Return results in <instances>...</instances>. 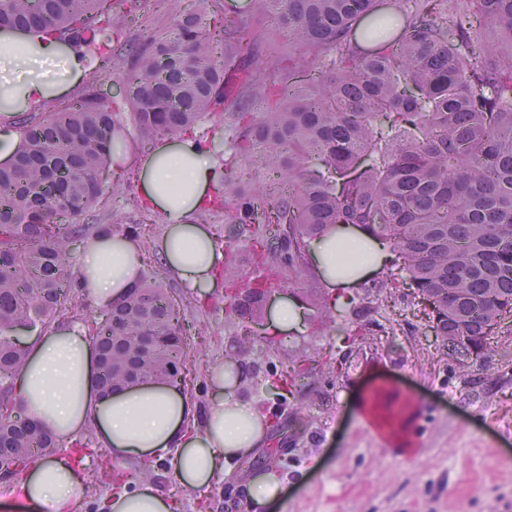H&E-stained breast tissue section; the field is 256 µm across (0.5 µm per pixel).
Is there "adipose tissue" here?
<instances>
[{"label":"adipose tissue","instance_id":"ef3b65f1","mask_svg":"<svg viewBox=\"0 0 512 512\" xmlns=\"http://www.w3.org/2000/svg\"><path fill=\"white\" fill-rule=\"evenodd\" d=\"M90 55L39 30L0 31V114L28 112L45 99L66 92L93 69ZM223 173L219 158L198 139L160 141L142 163V192L150 208L163 213L167 230L158 253L188 288L216 285L221 252L194 215L211 201ZM316 269L330 286L349 288L378 272L387 255L361 230L334 233L313 243ZM360 259L337 272L340 249ZM81 296L98 309L111 308L135 287L141 271L133 237L115 233L93 237L77 257ZM28 358L15 380L17 403L25 417L58 439L71 440L93 425L99 443L113 457L167 456L181 488H208L216 474L259 446L264 425L236 396L239 365L221 364L211 378V403L202 427H195L190 400L170 383L118 388L101 396L91 337L78 327L55 326L27 344ZM21 492L31 512H75L85 493L82 468L54 455L33 463ZM165 496L152 487L126 490L101 499L99 512H169Z\"/></svg>","mask_w":512,"mask_h":512}]
</instances>
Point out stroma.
Returning a JSON list of instances; mask_svg holds the SVG:
<instances>
[{"mask_svg":"<svg viewBox=\"0 0 512 512\" xmlns=\"http://www.w3.org/2000/svg\"><path fill=\"white\" fill-rule=\"evenodd\" d=\"M141 157L125 140L113 165L130 180L106 190L96 218L107 224L118 215L138 224L143 274L182 300L188 353L182 388L203 414L210 403L209 372L235 350L244 329L227 314V284L191 292L160 262L155 244L166 223L142 203ZM194 221L213 235L218 249L237 252L239 279L247 281L250 246L225 235L223 212L200 213ZM389 275L382 270L351 288L356 304L332 326L324 324L323 310L333 290L315 271L265 299L259 340L241 357L246 374L237 395L255 406L266 437L207 490H181L161 459L153 462V476L143 477L141 459L112 458L90 426L59 442L58 453L73 455L87 469L80 512H98L103 496L145 483L174 498L178 512H512V315L489 337L483 373H468L449 355L412 291L386 289ZM282 300L298 305L302 321L276 332L271 314ZM358 327L364 336L356 353L342 339ZM295 360L306 371L300 385L270 389ZM377 386L383 405L411 420L407 453H397L394 441L362 412V398ZM267 472L283 484L284 497L273 506L252 507L247 485Z\"/></svg>","mask_w":512,"mask_h":512,"instance_id":"stroma-1","label":"stroma"}]
</instances>
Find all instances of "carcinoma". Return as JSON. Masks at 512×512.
I'll return each mask as SVG.
<instances>
[{
    "instance_id": "cac0c4a2",
    "label": "carcinoma",
    "mask_w": 512,
    "mask_h": 512,
    "mask_svg": "<svg viewBox=\"0 0 512 512\" xmlns=\"http://www.w3.org/2000/svg\"><path fill=\"white\" fill-rule=\"evenodd\" d=\"M142 0H0V29H43L90 54L93 80L16 121L20 150L0 164V406L26 352L15 333L64 321L75 240L100 202L124 112L142 142L224 120V223L250 241L254 270L230 313L257 336L252 306L305 274L311 241L353 224L397 255L386 288H410L451 355L484 369L487 340L512 313V0H251L208 16L170 0V27L123 38ZM288 55L276 51L280 38ZM118 72L108 102L96 78ZM271 176L255 188L244 167ZM180 304L143 276L92 334L98 387L147 338L145 374L178 382ZM57 440L0 414V459L33 460Z\"/></svg>"
}]
</instances>
